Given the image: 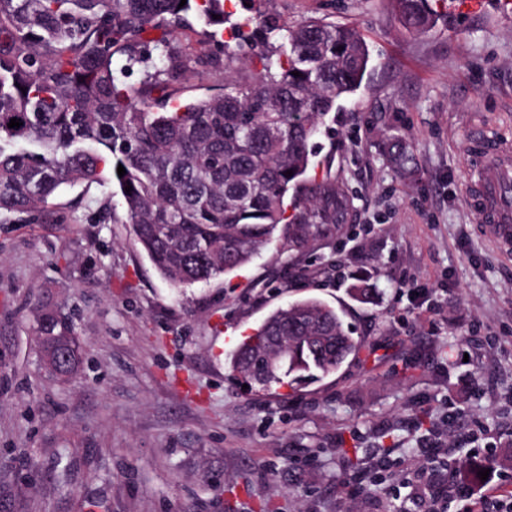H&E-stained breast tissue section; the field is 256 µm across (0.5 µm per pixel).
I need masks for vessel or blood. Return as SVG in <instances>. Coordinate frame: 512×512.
Masks as SVG:
<instances>
[{"instance_id": "vessel-or-blood-1", "label": "vessel or blood", "mask_w": 512, "mask_h": 512, "mask_svg": "<svg viewBox=\"0 0 512 512\" xmlns=\"http://www.w3.org/2000/svg\"><path fill=\"white\" fill-rule=\"evenodd\" d=\"M469 159L479 176L467 186L466 201L477 213L491 238L512 254V142L489 130L471 133Z\"/></svg>"}]
</instances>
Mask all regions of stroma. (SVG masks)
I'll return each mask as SVG.
<instances>
[{"label": "stroma", "mask_w": 512, "mask_h": 512, "mask_svg": "<svg viewBox=\"0 0 512 512\" xmlns=\"http://www.w3.org/2000/svg\"><path fill=\"white\" fill-rule=\"evenodd\" d=\"M484 3L446 0L411 33L387 0H271L291 24L355 27L373 55L309 172L353 197L337 236L178 292L109 188H64L39 222L0 215V512H458V461L491 455L474 489L512 497V258L465 203L470 131L512 141V14ZM304 297L342 310L357 357L307 387L245 385L240 341ZM46 304L75 325L76 378L40 366Z\"/></svg>", "instance_id": "35a3bbf8"}]
</instances>
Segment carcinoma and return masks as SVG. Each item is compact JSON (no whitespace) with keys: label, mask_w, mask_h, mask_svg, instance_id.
Segmentation results:
<instances>
[{"label":"carcinoma","mask_w":512,"mask_h":512,"mask_svg":"<svg viewBox=\"0 0 512 512\" xmlns=\"http://www.w3.org/2000/svg\"><path fill=\"white\" fill-rule=\"evenodd\" d=\"M180 2L0 0V213L42 219L61 189L108 184L135 242L175 289L235 272L276 241L285 253L342 231L352 207L344 183L305 175L325 117L359 89L370 61L354 27L290 26L261 9L234 23L218 52L194 54L174 33L192 29L193 9L208 26L224 24V0ZM391 5L409 32L440 17L430 0ZM196 73L224 83L170 103L167 88ZM12 118L23 125L8 127ZM291 189L303 211L286 224ZM272 332L290 337L288 357L251 370L246 359ZM33 334L47 358L72 350L54 377L78 374L70 321L46 308ZM360 348L338 309L306 298L271 312L231 368L265 389L306 386Z\"/></svg>","instance_id":"carcinoma-1"}]
</instances>
